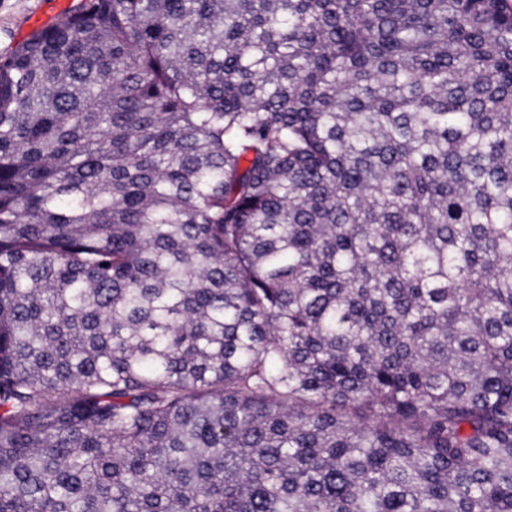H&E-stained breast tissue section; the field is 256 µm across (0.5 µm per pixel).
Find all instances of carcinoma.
Instances as JSON below:
<instances>
[{"mask_svg": "<svg viewBox=\"0 0 512 512\" xmlns=\"http://www.w3.org/2000/svg\"><path fill=\"white\" fill-rule=\"evenodd\" d=\"M0 512H512V0L1 58Z\"/></svg>", "mask_w": 512, "mask_h": 512, "instance_id": "carcinoma-1", "label": "carcinoma"}]
</instances>
